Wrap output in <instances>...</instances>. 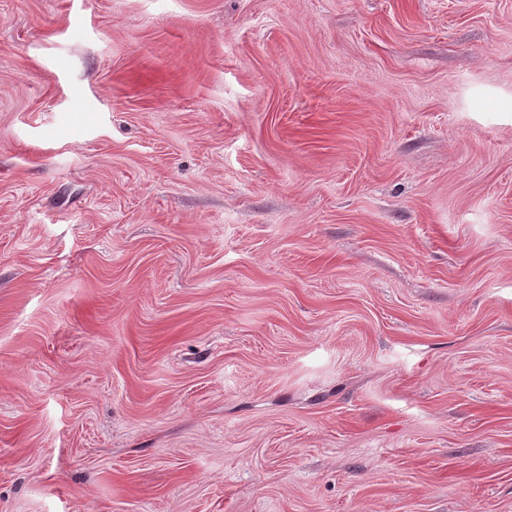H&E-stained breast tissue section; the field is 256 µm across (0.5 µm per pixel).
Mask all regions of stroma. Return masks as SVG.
<instances>
[{"label":"stroma","instance_id":"1","mask_svg":"<svg viewBox=\"0 0 512 512\" xmlns=\"http://www.w3.org/2000/svg\"><path fill=\"white\" fill-rule=\"evenodd\" d=\"M0 512H512V0H0Z\"/></svg>","mask_w":512,"mask_h":512}]
</instances>
